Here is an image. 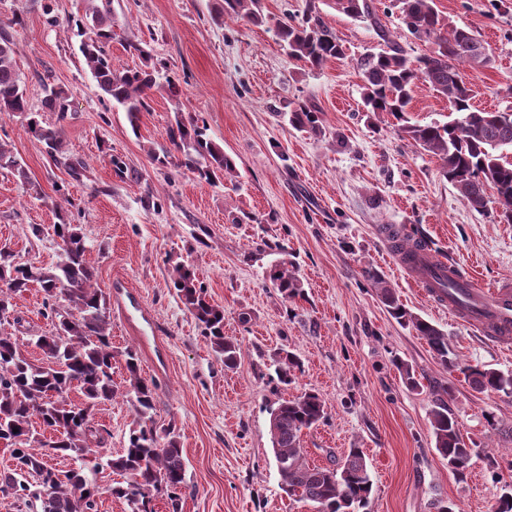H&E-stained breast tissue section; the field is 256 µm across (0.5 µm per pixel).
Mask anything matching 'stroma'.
I'll list each match as a JSON object with an SVG mask.
<instances>
[{
	"mask_svg": "<svg viewBox=\"0 0 512 512\" xmlns=\"http://www.w3.org/2000/svg\"><path fill=\"white\" fill-rule=\"evenodd\" d=\"M316 4L345 51L321 67L292 58L276 28ZM256 24L217 16L216 0H112L109 53L117 68L142 66L129 42L149 50L162 84L130 125L123 108L99 90L79 52L74 19L84 0H0L29 106L39 121L61 123L63 162L26 131L27 117H0L15 155L27 166L23 185L0 168V247L48 267L58 260L53 224L81 228L86 258L109 296L112 347L133 350L141 374L155 380L156 426L175 424L188 465L178 507L155 496L153 512H310L281 488L269 431L270 405L314 390L326 419L304 432L309 463L329 466L362 449L373 481L366 512H493L512 485V396L476 392L461 370L442 366L411 326L392 319L369 281L379 273L411 313L439 326L462 364L512 372V349L458 321L425 298L380 235L400 226L424 239L432 257L452 258L485 285L512 281V223L483 211L440 173L438 159L402 139L393 120L363 112L355 61L378 42L367 22L335 0H263ZM453 26L474 31L491 66L469 68L476 108L512 109V0H436ZM178 94H170L169 85ZM68 92L65 120L44 110L47 87ZM319 111L321 134L294 129L286 113ZM204 120L209 136L236 161V176L211 185L161 168L150 157L166 143L176 115ZM447 99L426 83L413 93L411 122L451 119ZM69 201L59 204L57 186ZM44 232L34 236L32 225ZM283 244L302 280L300 297L283 299L266 275ZM193 265L209 298L224 307V334L241 358L228 369L177 296L172 271ZM43 293L14 300L22 325L14 334L40 362L30 337L47 330ZM293 350L303 371L279 384L271 364ZM412 366L417 388L394 365ZM116 361L117 394L94 420L111 433L107 454L123 448L135 420ZM448 404L478 453L452 474L435 448L429 411Z\"/></svg>",
	"mask_w": 512,
	"mask_h": 512,
	"instance_id": "obj_1",
	"label": "stroma"
}]
</instances>
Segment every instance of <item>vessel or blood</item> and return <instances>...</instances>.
<instances>
[{"instance_id":"1","label":"vessel or blood","mask_w":512,"mask_h":512,"mask_svg":"<svg viewBox=\"0 0 512 512\" xmlns=\"http://www.w3.org/2000/svg\"><path fill=\"white\" fill-rule=\"evenodd\" d=\"M441 268L448 277L457 278L466 294L465 302L456 296L441 291L433 280L434 268ZM455 261L434 262L428 253H421L418 261L406 268L412 281L423 295L439 306L448 309L457 319L480 330H493L497 341L512 342V282L503 281L497 288L486 290L478 287L472 278L459 275Z\"/></svg>"}]
</instances>
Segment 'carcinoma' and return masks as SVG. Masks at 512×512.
<instances>
[{"label":"carcinoma","mask_w":512,"mask_h":512,"mask_svg":"<svg viewBox=\"0 0 512 512\" xmlns=\"http://www.w3.org/2000/svg\"><path fill=\"white\" fill-rule=\"evenodd\" d=\"M412 38L432 45L418 56L391 38L370 0H336V9L350 17L363 18L376 30L378 51L357 60L361 75L365 111L386 113L398 122V135L438 157L442 176L458 190L471 207L482 211L488 204L487 189L496 195L501 220L512 223V162L500 150L512 148V117L504 111H480L471 104L472 89L463 68L487 67L491 54L473 31L448 25L435 0H390ZM220 10L230 18L263 21L261 0H220ZM83 37L79 51L101 92L122 105L132 129L156 86L154 71L114 67L107 52L112 39V0H86L84 14L75 21ZM278 35L288 54L313 67L343 56L336 32L327 25L316 5L302 18H286ZM15 43L0 30V115L29 110L26 89L16 64ZM429 84L448 99L455 118L444 124H412L406 118L418 82ZM45 107L57 114V123L42 126L35 119L27 131L43 143L47 153L57 157L62 146L61 122L69 111L68 93L51 88ZM289 123L299 131L321 132L319 112L300 105L289 113ZM171 148L152 153L159 167L173 166L209 183H221L236 174V163L224 148L207 134L195 116H178L166 131ZM0 168L10 170L21 183L29 182L26 165L0 141ZM60 251L51 267L19 261L11 251L0 248V327L17 323L11 317L13 300L37 284L43 292L42 316L50 328L37 336L35 346L44 362L37 365L23 353L14 336L0 331V441L11 447L13 467L0 472V492L24 501L32 512H97L100 490L95 476L101 463L92 448L107 445L110 433L94 422L97 408L112 401L111 323L106 315L107 298L97 286L93 268L86 260V245L76 224L65 220L53 225ZM283 258L271 266L268 276L286 299L301 292V281L288 252L276 246ZM377 296L387 305L397 322L412 325L424 338L437 360L457 367L459 359L448 336L432 323L406 311L396 301L392 289L378 274L369 275ZM173 288L198 321L214 351L224 357V366L233 368L240 358L237 342L224 337V307L207 298L204 285L185 265L173 268ZM131 404L137 415L126 445L107 459V466L125 477L109 488L112 496L128 502L133 512H148L147 504L165 493L173 509H178V492L186 484V462L175 425L159 430L152 411L155 384L141 376L136 352L124 353ZM275 372L287 385L302 371L293 352L275 354ZM473 389L512 395V372L492 368H461ZM77 389L81 401L69 400ZM444 395L433 400L429 413L435 447L447 461L448 469L462 474L477 452L474 442L462 435L458 421ZM272 447L285 492L318 512H359L372 492V480L364 454L351 448L343 460L332 466L309 463L301 446L304 431L323 421L325 401L312 391L277 401L269 408ZM38 416L54 438L46 441L31 424ZM68 457L75 466L57 469L48 464L43 449Z\"/></svg>","instance_id":"obj_1"}]
</instances>
